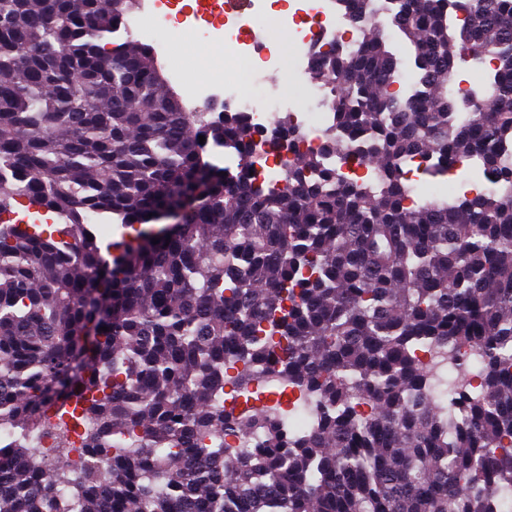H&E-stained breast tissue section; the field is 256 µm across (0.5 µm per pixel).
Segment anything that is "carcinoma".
<instances>
[{
  "label": "carcinoma",
  "mask_w": 512,
  "mask_h": 512,
  "mask_svg": "<svg viewBox=\"0 0 512 512\" xmlns=\"http://www.w3.org/2000/svg\"><path fill=\"white\" fill-rule=\"evenodd\" d=\"M347 2L361 43L312 64L333 128L272 180L248 113L191 112L153 48L101 45L136 0H0V512H512V0H404L393 24ZM416 157H474L492 188L414 201ZM103 215L135 234L102 242Z\"/></svg>",
  "instance_id": "cac0c4a2"
}]
</instances>
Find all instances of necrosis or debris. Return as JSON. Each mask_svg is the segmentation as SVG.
Here are the masks:
<instances>
[{
	"label": "necrosis or debris",
	"instance_id": "1",
	"mask_svg": "<svg viewBox=\"0 0 512 512\" xmlns=\"http://www.w3.org/2000/svg\"><path fill=\"white\" fill-rule=\"evenodd\" d=\"M178 4L179 0H154L148 21L134 17L127 20L126 27L144 40L158 41L168 24L176 21ZM195 4L201 20L198 38L206 42L214 36L224 35L237 44L238 52L233 70L210 80L194 82L188 90L192 96L204 100L220 97L226 108L249 113L254 129L259 132L254 140L256 153L264 157L267 172L272 177H280L284 162L292 159L293 153L284 149L274 155L268 154L262 137L263 131L273 126L278 115L288 113L291 121L299 126L303 133L299 147L303 150L322 148L332 122L326 112L292 110L290 104L267 87L266 71L287 67L293 76L301 78L306 95L321 103H329L326 86L309 77L313 56L335 43L357 44L363 30L348 26L342 0H313L308 9L294 11L288 7L287 0H271L269 10L237 21L232 27L225 20L223 0H195ZM262 23L294 26L298 40L292 53H284L277 46L259 41L256 30Z\"/></svg>",
	"mask_w": 512,
	"mask_h": 512
}]
</instances>
